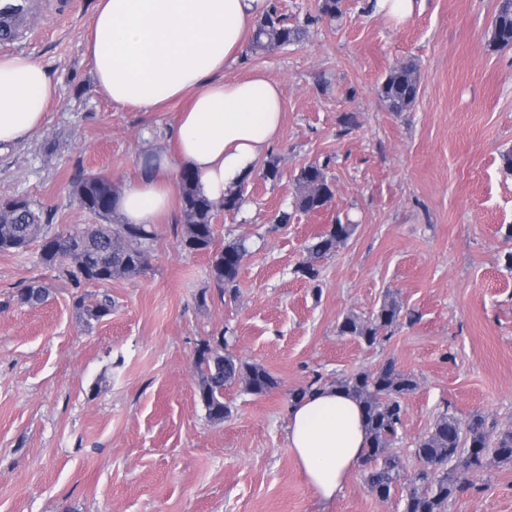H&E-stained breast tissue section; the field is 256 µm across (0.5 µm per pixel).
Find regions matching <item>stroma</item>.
I'll use <instances>...</instances> for the list:
<instances>
[{
	"mask_svg": "<svg viewBox=\"0 0 512 512\" xmlns=\"http://www.w3.org/2000/svg\"><path fill=\"white\" fill-rule=\"evenodd\" d=\"M98 0L58 15L40 0L29 32L0 54L41 62L61 97L43 128L0 156V200L28 196L65 232L95 223L70 195L79 171L123 184L139 173L143 131L167 137L185 100L144 112L112 104L97 88L83 34ZM498 0H418L402 24L367 0H343L340 20L319 21L303 43L245 52L228 74L259 72L284 94L280 141L271 150L282 180L242 183L247 214L217 212L213 246L247 239L235 291L219 293L210 255L178 245L180 223L154 225L140 274L74 285L43 265L39 244L0 253V512H401L380 501L363 470L336 498L321 499L288 449L289 391L386 360L414 374L417 389L396 449L410 452L442 411L481 413L512 428V48L488 45ZM416 63L414 107L389 111L388 72ZM328 163L329 208L294 212L295 178ZM351 237L323 261L319 283L295 274L304 247L336 217ZM51 290L33 308L26 285ZM112 311L83 325L78 298L99 291ZM414 312L383 344L338 333L385 299ZM229 332L228 350L265 367L278 386L224 392L231 409L209 421L196 397L199 345ZM448 512H512V466L485 469Z\"/></svg>",
	"mask_w": 512,
	"mask_h": 512,
	"instance_id": "stroma-1",
	"label": "stroma"
}]
</instances>
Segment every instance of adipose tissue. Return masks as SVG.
I'll list each match as a JSON object with an SVG mask.
<instances>
[{"label":"adipose tissue","mask_w":512,"mask_h":512,"mask_svg":"<svg viewBox=\"0 0 512 512\" xmlns=\"http://www.w3.org/2000/svg\"><path fill=\"white\" fill-rule=\"evenodd\" d=\"M268 0H99L85 36L98 86L113 104L150 110L190 96L166 140L145 144L148 163L117 194L123 222L155 224L168 213L173 180L187 170L201 193L222 204L280 136L279 84L255 74L225 77ZM60 97L32 56H0V147L28 141ZM288 447L324 499L342 491L365 445L362 410L333 387L313 389L289 407Z\"/></svg>","instance_id":"ef3b65f1"}]
</instances>
